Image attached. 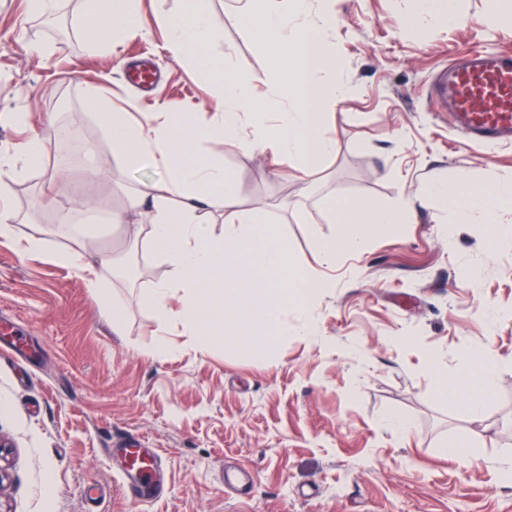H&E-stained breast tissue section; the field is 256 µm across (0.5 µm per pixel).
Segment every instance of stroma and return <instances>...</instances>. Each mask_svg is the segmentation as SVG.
<instances>
[{
	"label": "stroma",
	"instance_id": "stroma-1",
	"mask_svg": "<svg viewBox=\"0 0 512 512\" xmlns=\"http://www.w3.org/2000/svg\"><path fill=\"white\" fill-rule=\"evenodd\" d=\"M212 50L267 92L268 51L238 25L241 0H201ZM183 0H138V25L109 53L94 52L80 0H59L68 40L30 16L26 0H0V111L28 112L24 129L0 125V153L30 138L44 142L43 166L12 184L24 217L0 240V437L9 441L0 512H512V210L487 223L473 209L455 223L441 204L416 209L392 236H368L341 253L317 303L315 333L296 315L287 338L258 360L224 348L220 337L182 335L142 301L167 266L144 244H128L132 276L100 274L126 313L114 333L99 289L74 270L23 249L40 234L79 248L75 230L40 208L54 174L75 193L121 205L127 190L161 171L130 169L112 153L89 108L97 90L132 120L153 112H210L216 91L190 79L165 48L161 13ZM491 0H459L460 23L426 33L407 25L415 0H332L328 15L343 101L328 106L323 133L333 156L311 175L269 155L203 141L220 153L232 190L246 206L270 208L296 262L318 263L316 245L338 235L329 199L387 207L434 178L489 188L512 182V146L466 142L435 107V73L462 48L512 50V23L487 25ZM151 60L161 79L149 97L128 80L130 57ZM81 131L107 166L99 182L82 161L63 157L60 133ZM166 356H156L160 343ZM471 351L499 362L496 388L480 412L468 393L439 394L437 372L455 377ZM401 416L403 434L384 421ZM468 436L469 460L444 444ZM140 440L161 456L166 493L149 505L124 492L118 440ZM250 470L249 488H224V466Z\"/></svg>",
	"mask_w": 512,
	"mask_h": 512
}]
</instances>
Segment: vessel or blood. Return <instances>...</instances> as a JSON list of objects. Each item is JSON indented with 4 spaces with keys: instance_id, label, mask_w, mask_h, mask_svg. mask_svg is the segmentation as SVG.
I'll return each mask as SVG.
<instances>
[{
    "instance_id": "vessel-or-blood-1",
    "label": "vessel or blood",
    "mask_w": 512,
    "mask_h": 512,
    "mask_svg": "<svg viewBox=\"0 0 512 512\" xmlns=\"http://www.w3.org/2000/svg\"><path fill=\"white\" fill-rule=\"evenodd\" d=\"M439 103L466 140L475 145L512 144V53L472 48L444 71ZM123 477L134 496L161 492L162 459L145 448H117Z\"/></svg>"
}]
</instances>
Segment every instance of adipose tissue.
I'll return each instance as SVG.
<instances>
[{"label":"adipose tissue","mask_w":512,"mask_h":512,"mask_svg":"<svg viewBox=\"0 0 512 512\" xmlns=\"http://www.w3.org/2000/svg\"><path fill=\"white\" fill-rule=\"evenodd\" d=\"M312 10V0H253L239 16L245 30L274 56L272 84L285 94L279 112H269L266 97L252 93L249 82L233 76L221 58L208 55V17L195 6L181 14H159L157 22L188 76L216 86L220 99L213 114L158 112L141 123L113 111L100 94L89 99L126 167L164 173L146 189L127 194L110 215L127 239L146 241L169 267L167 278L145 293V302L160 320L177 317L184 334L223 337L225 349L257 359L266 356L260 338L287 336L289 312L299 313L305 332H313L314 304L327 286L322 266L335 264L339 253L359 251L369 233H394L407 223L413 205L441 201L460 219L479 208L492 222L504 204H512V184L479 190L443 180L423 186L413 201L390 207L334 201L329 211L342 225V235L318 243L319 268L298 265L267 215L225 191L223 159L202 156L199 147L206 138L235 142L293 163L305 174L335 152V140L322 132V108L340 102L346 86L330 51L328 20L312 18ZM81 13L96 51L111 50L135 26L134 0H81ZM217 221L224 226L219 236L213 229ZM24 249L77 269L96 288L102 285L99 266L119 270L125 265L123 249L94 263L85 250H58L40 235L29 236ZM177 291L182 306L175 313L168 300ZM461 366L459 381L477 384L471 406L480 409L495 387L498 365L466 353Z\"/></svg>","instance_id":"ef3b65f1"}]
</instances>
